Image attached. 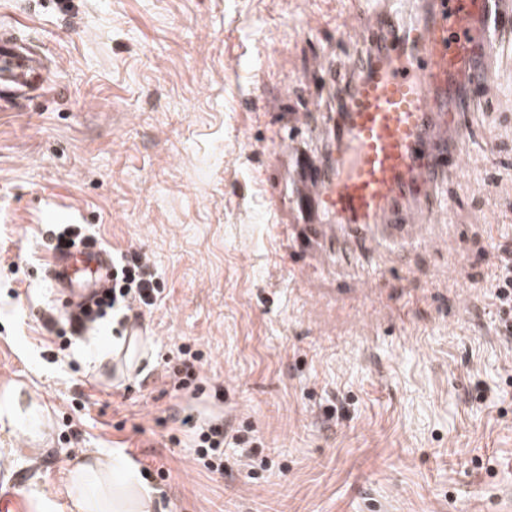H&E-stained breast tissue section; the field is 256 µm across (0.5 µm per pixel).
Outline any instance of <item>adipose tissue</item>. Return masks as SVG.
Wrapping results in <instances>:
<instances>
[{"label":"adipose tissue","instance_id":"obj_1","mask_svg":"<svg viewBox=\"0 0 512 512\" xmlns=\"http://www.w3.org/2000/svg\"><path fill=\"white\" fill-rule=\"evenodd\" d=\"M75 512H156V495L120 456L88 454L69 474Z\"/></svg>","mask_w":512,"mask_h":512}]
</instances>
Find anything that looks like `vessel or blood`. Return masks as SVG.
<instances>
[{"mask_svg":"<svg viewBox=\"0 0 512 512\" xmlns=\"http://www.w3.org/2000/svg\"><path fill=\"white\" fill-rule=\"evenodd\" d=\"M369 42L346 68L316 71L322 86L348 83L344 109L324 115L323 158L307 160L295 201L313 217V241L326 254L368 250L376 239L411 244L425 222L445 215L436 188L459 166L454 141L467 130L468 95L492 73L481 59L512 47L507 0H428L423 12L360 9L348 17ZM43 57L0 39V87L35 93ZM107 253L93 244L55 255L53 284L71 303L103 288Z\"/></svg>","mask_w":512,"mask_h":512,"instance_id":"1","label":"vessel or blood"}]
</instances>
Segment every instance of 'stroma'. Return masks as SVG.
<instances>
[{
  "mask_svg": "<svg viewBox=\"0 0 512 512\" xmlns=\"http://www.w3.org/2000/svg\"><path fill=\"white\" fill-rule=\"evenodd\" d=\"M358 0H0V36L45 54L40 96L0 97V486L23 512H70L67 476L117 454L159 512H512V339L486 283L512 249V50L439 188L429 241L321 268L277 152L322 57L363 47ZM52 224L92 225L164 282L141 365L111 325L62 345ZM283 225L275 234V225ZM201 352L175 389L177 348ZM221 420L259 447L195 462Z\"/></svg>",
  "mask_w": 512,
  "mask_h": 512,
  "instance_id": "obj_1",
  "label": "stroma"
}]
</instances>
